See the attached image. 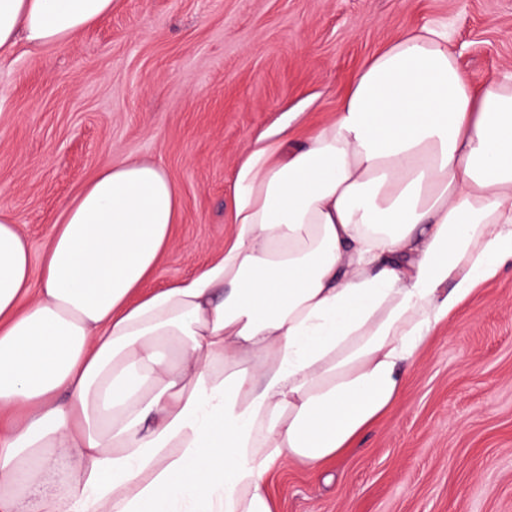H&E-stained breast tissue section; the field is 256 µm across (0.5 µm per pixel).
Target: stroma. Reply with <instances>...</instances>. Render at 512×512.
<instances>
[{
	"instance_id": "obj_1",
	"label": "stroma",
	"mask_w": 512,
	"mask_h": 512,
	"mask_svg": "<svg viewBox=\"0 0 512 512\" xmlns=\"http://www.w3.org/2000/svg\"><path fill=\"white\" fill-rule=\"evenodd\" d=\"M448 30L475 83L512 73V0H117L70 42L0 56V203L40 265L65 204L102 168L162 165L183 207L149 285L224 247L250 137H296L405 29ZM275 512H512V268L415 355L400 400L331 469L270 475Z\"/></svg>"
}]
</instances>
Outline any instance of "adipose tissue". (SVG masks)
Here are the masks:
<instances>
[{
    "instance_id": "1",
    "label": "adipose tissue",
    "mask_w": 512,
    "mask_h": 512,
    "mask_svg": "<svg viewBox=\"0 0 512 512\" xmlns=\"http://www.w3.org/2000/svg\"><path fill=\"white\" fill-rule=\"evenodd\" d=\"M113 0H0V55L61 45ZM231 236L147 291L182 201L164 168L108 165L40 267L0 211V512L59 450L36 512H274L279 464L338 459L400 399L419 348L512 265V77L475 84L447 35L406 30L333 120L252 138Z\"/></svg>"
}]
</instances>
